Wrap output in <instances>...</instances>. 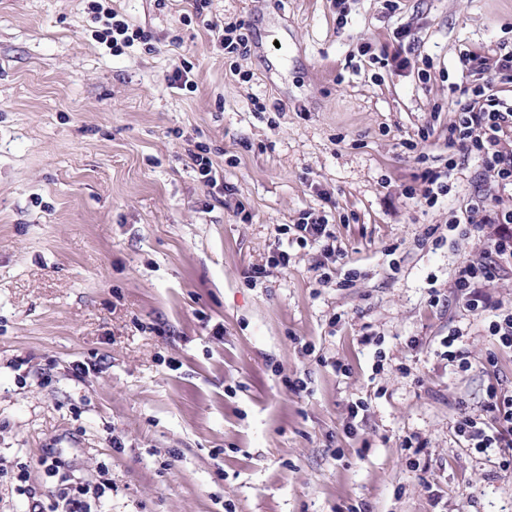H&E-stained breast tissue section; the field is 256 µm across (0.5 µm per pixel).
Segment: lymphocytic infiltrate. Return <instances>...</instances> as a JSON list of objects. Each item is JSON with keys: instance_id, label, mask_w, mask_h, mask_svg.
Returning a JSON list of instances; mask_svg holds the SVG:
<instances>
[{"instance_id": "f902f5d3", "label": "lymphocytic infiltrate", "mask_w": 512, "mask_h": 512, "mask_svg": "<svg viewBox=\"0 0 512 512\" xmlns=\"http://www.w3.org/2000/svg\"><path fill=\"white\" fill-rule=\"evenodd\" d=\"M449 147L481 162L501 185H512V104L476 87L471 97L461 102L456 120L448 127ZM465 221H452L450 231L466 238L483 231L485 225L499 224L503 230L490 252L477 260L464 262L458 269L453 286L466 310L473 315L491 314L488 330L499 343L512 348V306L493 300L491 286L512 269V209L499 207L484 196L473 197ZM292 242L319 246L324 257L339 259L334 236L324 212H303L297 223L284 226ZM487 410L491 422L463 417L458 431L472 448L484 453L497 450L501 464L512 466V394L488 391ZM46 468L60 475L61 485L47 499L33 501L29 512H98L105 494V483H92L77 476L59 458H51Z\"/></svg>"}]
</instances>
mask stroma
<instances>
[{"instance_id": "35a3bbf8", "label": "stroma", "mask_w": 512, "mask_h": 512, "mask_svg": "<svg viewBox=\"0 0 512 512\" xmlns=\"http://www.w3.org/2000/svg\"><path fill=\"white\" fill-rule=\"evenodd\" d=\"M101 2L150 46L113 53L92 0H0V512H28L19 475L52 490L50 454L109 479L103 512H512V468L456 432L512 389V349L453 288L499 227L448 233L472 196L512 194L470 157L447 201L400 194L444 167L459 57L512 45V0H211L204 21L190 0ZM233 17L243 56L206 27ZM200 146L224 190L193 171ZM311 208L349 287L277 234ZM452 331L468 370L442 357Z\"/></svg>"}]
</instances>
